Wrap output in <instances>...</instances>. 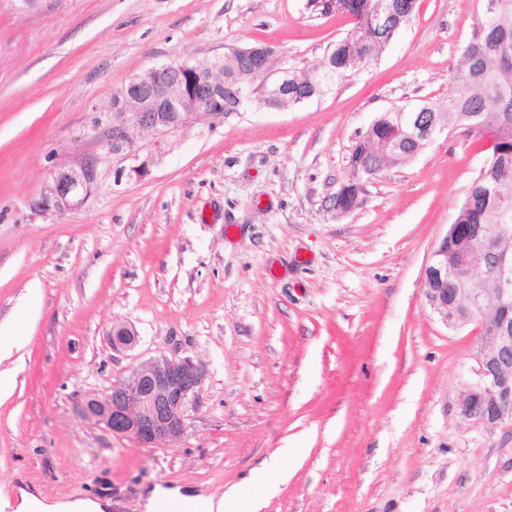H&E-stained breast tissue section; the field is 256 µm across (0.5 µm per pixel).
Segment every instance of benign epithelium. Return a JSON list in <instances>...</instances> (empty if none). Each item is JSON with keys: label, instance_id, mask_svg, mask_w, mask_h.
<instances>
[{"label": "benign epithelium", "instance_id": "1", "mask_svg": "<svg viewBox=\"0 0 512 512\" xmlns=\"http://www.w3.org/2000/svg\"><path fill=\"white\" fill-rule=\"evenodd\" d=\"M272 56L267 45L234 47L203 64H163L133 76L106 109L112 153L127 162L118 178L148 176L167 136L199 117L224 119V110L235 113L253 101L288 107V67L273 68ZM403 117L421 143L440 128L428 112ZM96 186L95 161L86 157L52 173L36 209L78 210ZM476 261L492 271L494 287H469ZM450 277L458 287H448ZM424 283L442 324L456 329L474 322L486 339L475 356L476 379L462 394L461 413L487 428L512 421V227L450 225L424 270ZM109 340L114 350L130 349L138 334L131 326H114ZM204 376L190 358L159 352L113 382L105 397L85 400L82 414L143 445H172L186 433L187 405Z\"/></svg>", "mask_w": 512, "mask_h": 512}]
</instances>
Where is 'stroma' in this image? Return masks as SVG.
<instances>
[{"instance_id": "35a3bbf8", "label": "stroma", "mask_w": 512, "mask_h": 512, "mask_svg": "<svg viewBox=\"0 0 512 512\" xmlns=\"http://www.w3.org/2000/svg\"><path fill=\"white\" fill-rule=\"evenodd\" d=\"M307 0H0V492L111 500L146 512L158 487L259 492L261 512H512V421L459 400L484 344L444 326L423 273L491 152L450 127L369 177L336 213L360 135L395 107L448 103L480 0H417L367 67L288 109L255 103L169 137L142 180L103 114L163 63L266 44L317 66L352 29ZM97 160L76 211L35 205L54 169ZM138 344L115 351L113 325ZM206 371L187 431L147 447L85 419L82 401L158 352Z\"/></svg>"}]
</instances>
